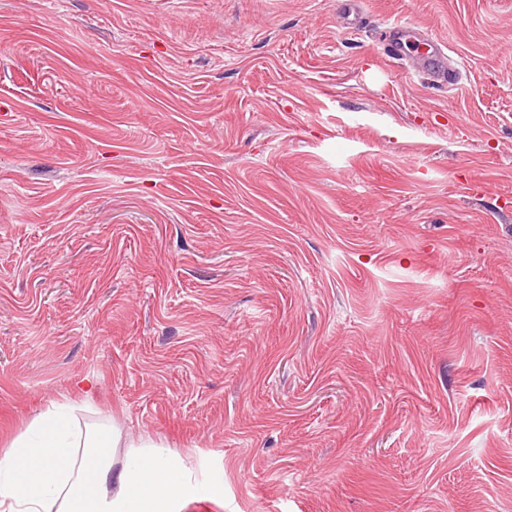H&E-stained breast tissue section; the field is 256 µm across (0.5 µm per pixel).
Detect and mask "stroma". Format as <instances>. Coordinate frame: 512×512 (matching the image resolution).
<instances>
[{
  "label": "stroma",
  "instance_id": "35a3bbf8",
  "mask_svg": "<svg viewBox=\"0 0 512 512\" xmlns=\"http://www.w3.org/2000/svg\"><path fill=\"white\" fill-rule=\"evenodd\" d=\"M338 3L0 0V457L57 402L182 512H512V0ZM409 27L402 23L385 25L381 29L380 43L384 54L393 60H401L406 57L405 46L409 40ZM428 49L416 57L424 71L433 77V81L440 85L454 84L458 78V71L448 68L446 45L427 41Z\"/></svg>",
  "mask_w": 512,
  "mask_h": 512
}]
</instances>
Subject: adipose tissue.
<instances>
[{
    "label": "adipose tissue",
    "mask_w": 512,
    "mask_h": 512,
    "mask_svg": "<svg viewBox=\"0 0 512 512\" xmlns=\"http://www.w3.org/2000/svg\"><path fill=\"white\" fill-rule=\"evenodd\" d=\"M193 493L180 456L113 425L80 435L64 405L39 411L0 463V512H178Z\"/></svg>",
    "instance_id": "ef3b65f1"
}]
</instances>
